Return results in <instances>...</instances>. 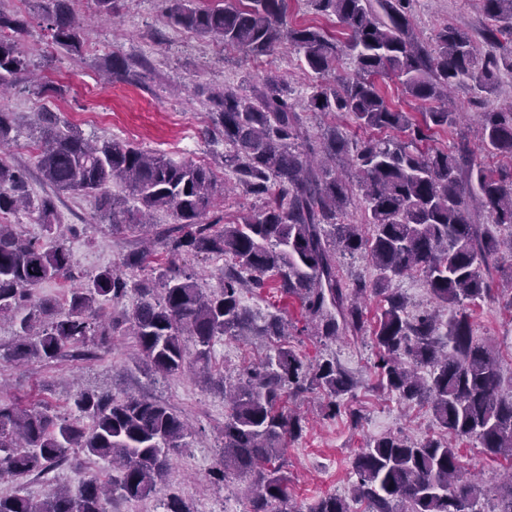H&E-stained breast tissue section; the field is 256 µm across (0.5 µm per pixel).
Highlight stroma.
Wrapping results in <instances>:
<instances>
[{"label":"stroma","instance_id":"obj_1","mask_svg":"<svg viewBox=\"0 0 512 512\" xmlns=\"http://www.w3.org/2000/svg\"><path fill=\"white\" fill-rule=\"evenodd\" d=\"M72 9L85 22L81 55L72 56L55 47L50 32L36 7V0H0V9L24 16L27 31L19 45L37 66L41 81L63 86L58 96L39 94L37 89H18L0 96V106L14 112L13 140L0 148V161L24 170L33 196L49 193L37 169V150L31 138L34 113L54 112L77 127L88 139L117 137L141 148L163 153L176 160L189 159L210 165L217 181H224L219 159L221 146L205 138L208 123V95L223 85L243 86L259 83L275 73L292 91L293 98L311 93L315 79L304 69L301 56L290 48L259 59L222 44L198 37H185L182 28L167 23L163 0H118L116 19L96 15L94 0H70ZM409 18L423 45H431L437 31L450 25L481 40L489 20L482 0H412ZM127 60L147 58L150 65L137 80H108L104 63L112 54ZM448 108L462 113L461 122L439 132L433 141L438 149L463 147L475 153L487 168L512 167V159L481 149V113L512 109V73L501 71L496 94L476 97L470 83L455 86ZM59 226L56 238H49L34 210L11 215L18 234L45 245L60 241L71 255L75 269L86 275L101 268L124 270L136 281L142 269L124 268L123 261L142 244L134 234L112 233L102 222L92 198L71 192L56 198ZM263 202L241 190L219 189L210 212L211 218L238 224L256 214ZM490 293L470 305L473 335L494 349L502 375L503 394H512V257L500 259L490 278ZM273 337L249 332L245 336H226L212 348L208 364L214 377L236 382L252 363L271 353ZM288 345L308 362L332 360L355 382L348 400L357 411L358 424L345 414L333 419L320 412L321 395L306 394L296 401L308 423L302 435L286 440L282 450L288 477L285 501L272 505V512H307L323 495L350 497L356 480L353 461L373 439L386 434H404L422 441L439 436L429 406L405 404L378 384L373 368L375 359L370 336L344 337L335 341L293 328ZM133 337L116 336L110 347L99 349L94 358L70 357L45 363L33 360L24 365L0 361V396H26L40 389L55 412L67 413L71 395L82 388L109 390L116 395L145 396L172 407L188 420L192 435L186 448L170 457L171 475L167 485L152 498L118 502L112 512H165L169 496H179L191 512H248L250 503L244 484L229 478L214 483L210 470L222 446L221 430L228 411L220 388L207 387L196 364L183 373L160 377L136 366ZM101 459H75L44 476L18 481L0 477V494L22 491L31 498H42L53 485L76 488L84 479L111 471Z\"/></svg>","mask_w":512,"mask_h":512}]
</instances>
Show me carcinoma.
I'll use <instances>...</instances> for the list:
<instances>
[{
  "label": "carcinoma",
  "instance_id": "carcinoma-1",
  "mask_svg": "<svg viewBox=\"0 0 512 512\" xmlns=\"http://www.w3.org/2000/svg\"><path fill=\"white\" fill-rule=\"evenodd\" d=\"M167 20L205 39L259 58L286 44L321 82L298 102L288 86L268 75L251 93L231 87L208 98L211 125L204 134L224 144V169L262 209L241 224L205 223L214 205L213 169L173 160L112 138L91 144L54 112L41 113L42 149L37 167L54 192L94 196L114 233L152 228L166 212L173 225L155 239L166 261L149 277L132 282L112 268L69 291L65 304L34 302L45 281L73 276L62 244L25 241L13 225L0 224V319L9 318L15 342L6 358L15 363L53 361L65 353L90 358L130 331L138 365L163 375L184 371L189 357L208 363L216 339L255 330L279 338L290 322L271 317L259 325L242 303L245 292L270 288L280 300L299 304L314 335L356 336L366 327L360 299L370 293L383 307L373 331L381 384L403 402L429 404L440 426L455 439L474 440L493 456L512 460V396L501 393L493 352L472 333L467 306L488 295L491 270L504 249L512 251V168L490 172L466 149L425 148L433 135L454 126L445 107L406 112L393 106L379 81L397 80L419 101L440 102L448 87L470 81L477 93L499 85L496 57L476 49L464 31L444 26L434 44L415 39L408 0H309L334 15L346 42L311 24L290 26L287 0H246L209 7L204 0H163ZM491 26L486 39L512 40V0H483ZM53 44L71 55L82 51L81 27L67 0H41ZM24 19L0 11V93L29 82L34 68L20 49ZM353 54L354 75L341 87L324 82L341 51ZM109 74L127 80L131 64L114 53ZM340 113L357 126L398 131L402 140L369 139L352 146L343 132L326 130L319 147L305 134L297 107ZM14 113L0 108V146L9 143ZM483 143L512 158V111L482 115ZM129 191L120 197L112 185ZM365 222L348 220L354 198ZM492 223L475 224L473 204ZM32 208L48 234L57 224L53 197H31L25 172L0 161V215ZM508 233H502V230ZM362 254L379 271L370 282L339 275L338 257ZM185 254L227 258L224 288L206 294L180 259ZM417 272L435 300L430 312L411 315L392 281ZM140 300L129 311L103 320V304H118L129 289ZM353 379L331 361L305 363L281 342L272 356L224 388L222 458L217 480L229 473L247 482L251 509L286 496L287 477L275 464L286 436L301 435L305 418L284 410V398L319 390L323 416L344 407ZM187 422L166 404L147 397H117L84 390L60 417L41 398L22 403L0 398V474L45 475L68 462L71 448L112 464V474L92 476L77 489L63 488L40 501L17 492L0 495V512H108L113 498L147 499L169 477V456L185 447ZM354 500L366 512H485L490 494L498 512H512V469L492 486L468 476L459 451L444 437L422 442L398 435L373 440L355 457ZM310 512H351L342 497H320Z\"/></svg>",
  "mask_w": 512,
  "mask_h": 512
}]
</instances>
